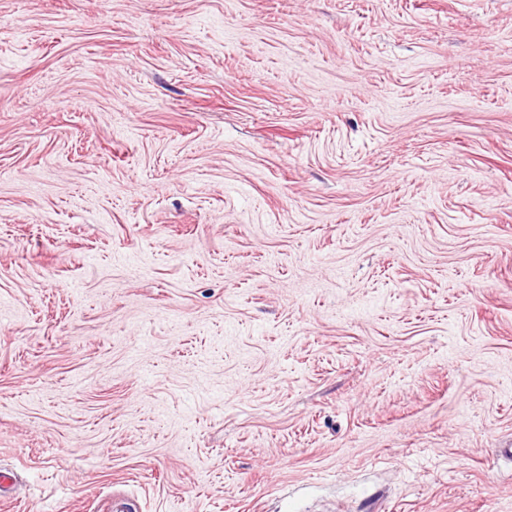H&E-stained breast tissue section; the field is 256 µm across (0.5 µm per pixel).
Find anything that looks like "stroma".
Instances as JSON below:
<instances>
[{
    "label": "stroma",
    "instance_id": "stroma-1",
    "mask_svg": "<svg viewBox=\"0 0 512 512\" xmlns=\"http://www.w3.org/2000/svg\"><path fill=\"white\" fill-rule=\"evenodd\" d=\"M0 512H512V0H0Z\"/></svg>",
    "mask_w": 512,
    "mask_h": 512
}]
</instances>
